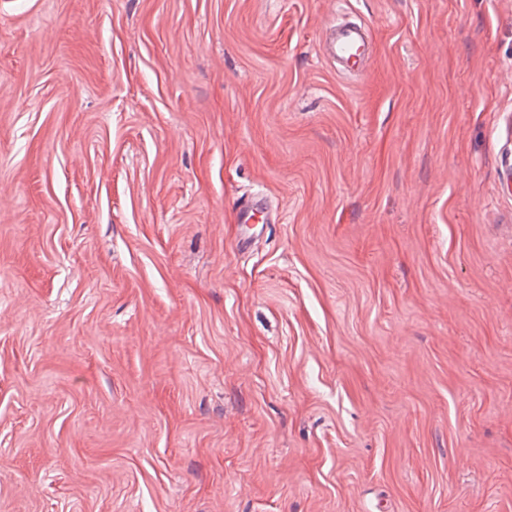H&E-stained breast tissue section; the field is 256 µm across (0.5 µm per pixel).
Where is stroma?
<instances>
[{
    "mask_svg": "<svg viewBox=\"0 0 512 512\" xmlns=\"http://www.w3.org/2000/svg\"><path fill=\"white\" fill-rule=\"evenodd\" d=\"M511 169L512 0H0V512H512ZM328 51L341 66V72L363 70L368 66L370 56L366 48V36L359 27L345 26L336 29ZM264 211L262 198H251L235 205L233 209V221L235 224H242L248 230L252 229L248 224L262 223L259 214Z\"/></svg>",
    "mask_w": 512,
    "mask_h": 512,
    "instance_id": "1",
    "label": "stroma"
}]
</instances>
